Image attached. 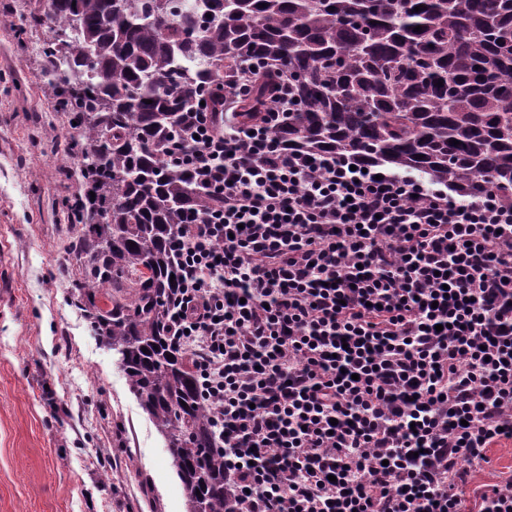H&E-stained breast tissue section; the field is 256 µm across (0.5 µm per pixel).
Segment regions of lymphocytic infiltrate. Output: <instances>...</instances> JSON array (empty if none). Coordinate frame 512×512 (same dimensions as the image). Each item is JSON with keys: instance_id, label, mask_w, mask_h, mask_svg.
<instances>
[{"instance_id": "obj_1", "label": "lymphocytic infiltrate", "mask_w": 512, "mask_h": 512, "mask_svg": "<svg viewBox=\"0 0 512 512\" xmlns=\"http://www.w3.org/2000/svg\"><path fill=\"white\" fill-rule=\"evenodd\" d=\"M226 132L175 152L217 208L182 225L191 353L239 512H462L459 461L512 440V203Z\"/></svg>"}]
</instances>
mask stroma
I'll list each match as a JSON object with an SVG mask.
<instances>
[{"label": "stroma", "mask_w": 512, "mask_h": 512, "mask_svg": "<svg viewBox=\"0 0 512 512\" xmlns=\"http://www.w3.org/2000/svg\"><path fill=\"white\" fill-rule=\"evenodd\" d=\"M24 6L0 0V512H186L164 436L74 304L59 201L82 181L64 159L43 34L21 44L2 24ZM466 469L469 507L512 479V442Z\"/></svg>", "instance_id": "stroma-1"}]
</instances>
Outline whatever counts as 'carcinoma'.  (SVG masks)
Returning a JSON list of instances; mask_svg holds the SVG:
<instances>
[{"label":"carcinoma","instance_id":"1","mask_svg":"<svg viewBox=\"0 0 512 512\" xmlns=\"http://www.w3.org/2000/svg\"><path fill=\"white\" fill-rule=\"evenodd\" d=\"M29 2L12 28H47L43 71L79 145L80 307L165 437L188 512H238L212 409L167 336L179 226L217 204L174 141L202 101L221 119L247 71L231 122H262L286 87L282 146L512 202V0Z\"/></svg>","mask_w":512,"mask_h":512}]
</instances>
